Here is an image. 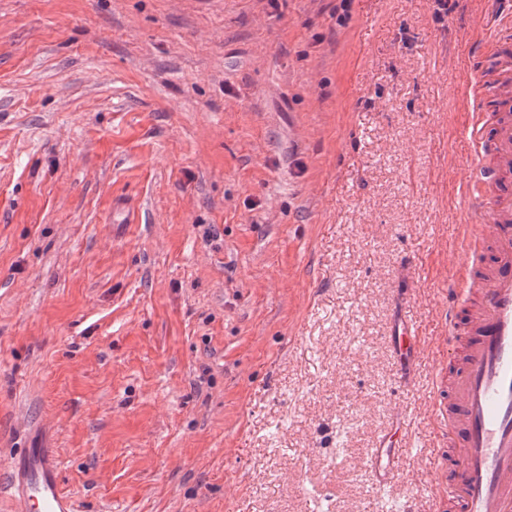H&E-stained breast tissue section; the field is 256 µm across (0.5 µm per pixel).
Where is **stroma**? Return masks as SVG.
<instances>
[{
    "label": "stroma",
    "instance_id": "35a3bbf8",
    "mask_svg": "<svg viewBox=\"0 0 512 512\" xmlns=\"http://www.w3.org/2000/svg\"><path fill=\"white\" fill-rule=\"evenodd\" d=\"M484 13L0 0V460L55 449L80 512H437ZM391 340L395 358L403 371L404 381H411V372L417 360L422 336H419V330L416 319L409 313L401 315L392 326ZM404 422L397 420L390 431L383 433L371 454V473L377 489L384 486L395 476V472L405 457L403 437L399 433L403 430Z\"/></svg>",
    "mask_w": 512,
    "mask_h": 512
}]
</instances>
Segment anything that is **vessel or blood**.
Instances as JSON below:
<instances>
[{"label":"vessel or blood","instance_id":"vessel-or-blood-1","mask_svg":"<svg viewBox=\"0 0 512 512\" xmlns=\"http://www.w3.org/2000/svg\"><path fill=\"white\" fill-rule=\"evenodd\" d=\"M486 12L495 19L490 38L481 39L471 64L468 87L474 104L468 135L474 162L462 191L472 213L484 214L486 239L497 260L483 273H473L468 258L480 238L465 235V263L448 278V334L443 346L462 352L461 365L448 376V446L457 472L448 482L450 512H512V121L488 128L484 102L512 98V50L502 32L512 29V6L487 0ZM495 57L497 76H482L485 58ZM497 195L487 198L488 184ZM474 295L467 328L459 326L460 299ZM394 355L404 374H411L421 338L415 319L401 315L391 330ZM402 423L383 433L371 454V473L385 486L405 457ZM7 484L14 512H78L75 501L61 488L60 463L54 449L37 445L12 454Z\"/></svg>","mask_w":512,"mask_h":512}]
</instances>
